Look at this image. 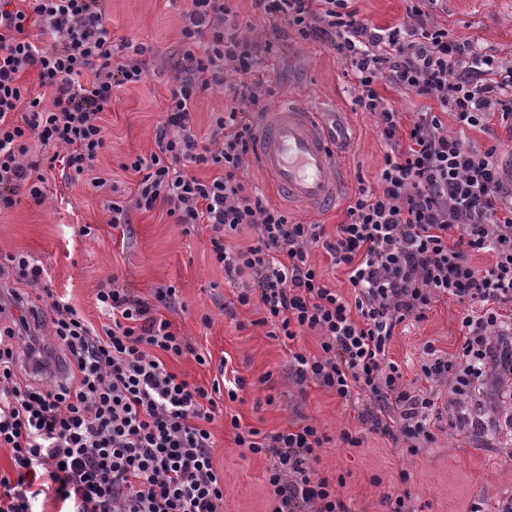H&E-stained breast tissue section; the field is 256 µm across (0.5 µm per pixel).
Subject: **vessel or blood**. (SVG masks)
Listing matches in <instances>:
<instances>
[{"instance_id": "1", "label": "vessel or blood", "mask_w": 512, "mask_h": 512, "mask_svg": "<svg viewBox=\"0 0 512 512\" xmlns=\"http://www.w3.org/2000/svg\"><path fill=\"white\" fill-rule=\"evenodd\" d=\"M343 129L328 131L308 102L277 106L262 124L256 152L260 167L288 202L321 210L332 206L342 187L334 147L344 144Z\"/></svg>"}]
</instances>
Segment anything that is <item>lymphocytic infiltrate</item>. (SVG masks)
<instances>
[{
    "label": "lymphocytic infiltrate",
    "instance_id": "obj_1",
    "mask_svg": "<svg viewBox=\"0 0 512 512\" xmlns=\"http://www.w3.org/2000/svg\"><path fill=\"white\" fill-rule=\"evenodd\" d=\"M107 2L0 0V211L23 195L43 203L46 167H62L74 183L89 174L94 187L109 186L92 174L107 145L104 114L115 88L145 81L150 70L146 47L115 52ZM438 2L406 0L403 19L379 27L360 16L355 0H253L272 29L258 42L225 0H186L182 58L155 130L157 149L124 163L139 179L107 208L116 229L134 209L165 210L187 229L205 225L225 281L240 283L238 302L257 305L270 337H318L317 352L289 349L295 383L366 401L363 430L342 431L341 443L360 447L369 431L401 456L434 443L437 389L450 387L466 401L488 376L497 329L512 322V208L500 204V146L478 149L468 139L492 117L512 120V64L449 36L434 19ZM31 26L39 40L29 37ZM285 32L334 51L354 80L355 105L375 117L385 147L378 190L358 186L348 222L331 236L323 225L290 222L242 177L265 110L247 75ZM229 68L240 79L228 86ZM31 70L36 93L23 80ZM383 82L436 107L403 126L378 91ZM223 86L230 102L199 138L194 100ZM34 142L42 150L37 160ZM194 166L219 173L203 179L191 174ZM244 233L250 243L228 244ZM316 246L345 271L352 298L323 282L309 261ZM480 252L493 254L491 268L471 264ZM4 276L42 289L39 325L64 374H43L27 340L29 321L0 307V449L11 461L10 471L0 470V512H36L46 501L58 512H224V476L213 463L208 425L221 398L236 400L245 380L221 370L204 386L169 369V361L187 357L211 363L165 316L177 303L176 287H155L145 298L111 277L96 292L107 319L97 330L45 287L47 271L30 256H8L0 263ZM444 296L466 306L462 342L449 356L427 348L422 384L411 386L389 360V345L398 326L423 320ZM230 425L236 447L271 462V512H353L338 493L343 478L318 469L330 439L316 422L303 418L272 433L235 416Z\"/></svg>",
    "mask_w": 512,
    "mask_h": 512
}]
</instances>
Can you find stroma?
<instances>
[{
	"label": "stroma",
	"mask_w": 512,
	"mask_h": 512,
	"mask_svg": "<svg viewBox=\"0 0 512 512\" xmlns=\"http://www.w3.org/2000/svg\"><path fill=\"white\" fill-rule=\"evenodd\" d=\"M181 0H110L108 17L116 42L151 47L150 74L141 83L114 89L112 109L104 115L108 147L99 156L97 175L111 178L124 189L135 181L121 162L155 151L154 133L162 123L164 97L175 70L180 48ZM436 16L462 42L477 43L500 60L512 63V0H442ZM265 92L268 108L291 97L311 99L327 112L348 115L347 149L338 161L347 171L348 192L358 185L377 189V174L384 164V145L376 119L353 103L352 79L326 44L289 36L280 50L261 57L248 75ZM43 205L21 200L0 212V258L24 253L44 266L47 285L66 298L88 322L101 326L104 318L95 295L112 275H119L136 293L150 297L153 288L172 285L179 290L180 308L168 312L176 332L192 337L199 349L212 356L209 367L184 358L169 367L188 381L210 384L217 362L244 377L246 386L226 416L211 423L213 462L224 473V512H268L265 489L266 457L249 454L232 440L231 415L241 424L263 432H277L289 421L312 418L330 437L319 468L343 475L340 493L355 512H387L385 493L397 486L401 468L412 473L410 488L417 512H468L482 502L494 512L505 495H512V434L481 440L456 429L449 404L451 391H440L442 409L431 447L408 460L396 456L390 442L365 434L361 447L339 441L342 430L362 427L363 406L336 397L315 384L297 386L288 374V355L279 340L257 323L255 307L240 305L235 285L224 280V270L212 259L205 229L184 233L165 212L131 211L126 230L106 222L109 190L89 180L68 185L62 170L47 173ZM90 235H81L83 226ZM461 305L445 297L433 302L425 319L400 325L390 344L389 358L398 364L406 383H413L426 346L449 354L460 342Z\"/></svg>",
	"instance_id": "1"
}]
</instances>
